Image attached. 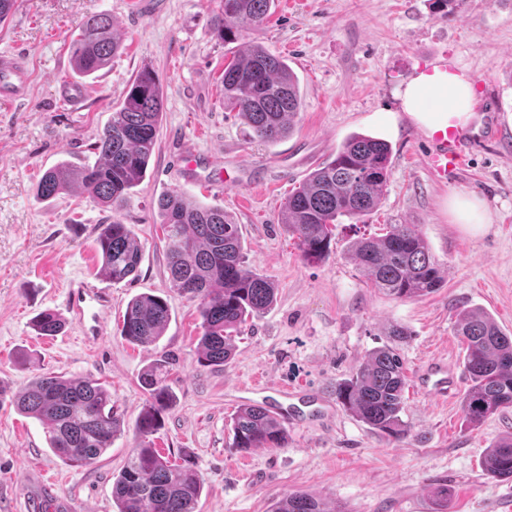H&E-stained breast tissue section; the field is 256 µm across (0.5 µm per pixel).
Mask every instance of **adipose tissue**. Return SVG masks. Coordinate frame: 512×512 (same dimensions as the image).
<instances>
[{"label": "adipose tissue", "instance_id": "obj_1", "mask_svg": "<svg viewBox=\"0 0 512 512\" xmlns=\"http://www.w3.org/2000/svg\"><path fill=\"white\" fill-rule=\"evenodd\" d=\"M400 112L384 111L381 122L387 130L397 127L399 114H406L423 129L447 126L449 119L467 123L473 112L476 89L464 74L450 70H423L399 90Z\"/></svg>", "mask_w": 512, "mask_h": 512}]
</instances>
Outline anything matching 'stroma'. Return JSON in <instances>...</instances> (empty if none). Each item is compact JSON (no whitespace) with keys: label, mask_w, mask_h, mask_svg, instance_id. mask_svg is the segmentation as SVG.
I'll list each match as a JSON object with an SVG mask.
<instances>
[{"label":"stroma","mask_w":512,"mask_h":512,"mask_svg":"<svg viewBox=\"0 0 512 512\" xmlns=\"http://www.w3.org/2000/svg\"><path fill=\"white\" fill-rule=\"evenodd\" d=\"M219 0H19L0 26V53L20 54L31 83L20 104L0 102V385L9 396L34 377H89L112 393L120 435L93 464L72 467L48 447L45 429L0 400V512H25L51 501L53 512H117L112 481L136 440L145 404L144 368L162 358L174 394L150 441L173 464L201 477L198 512H271L290 492H305L338 512H512V480L485 475L482 459L512 434V407L470 427L463 390L448 398L423 391L421 368L433 359L466 380L464 349L454 330L458 312L480 308L512 334V0H464L447 17L429 0H277L260 30L240 40L287 59L299 78L302 107L289 136L254 140L237 112L224 106L221 82L230 50L209 28ZM109 13L122 46L107 67L79 78L68 45L86 18ZM447 56L477 94L494 92L504 127L501 142L482 148L447 182L423 164L421 129L403 120L398 134L378 121L398 107L397 92L420 68ZM151 68L163 91L158 143L142 182L114 212L80 192L39 198L35 184L63 162L94 163V145L128 86ZM86 91L71 103L65 86ZM392 147L380 205L342 219L329 259L302 260L281 223L289 193L351 135ZM195 147L199 163L179 168ZM224 209L242 227L249 269L277 287L276 301L235 339L221 367L197 362L200 317L195 300L170 287L158 199L173 191ZM474 194L491 223H455L448 199ZM129 224L141 250L134 279L120 284L100 272V225ZM387 224H413L440 263L442 283L426 297L394 299L372 288L348 247ZM86 280L110 305L76 319L66 310ZM150 293L167 298L172 319L158 346H135L120 334L127 302ZM62 315L60 335L32 328L44 310ZM408 331L399 351L407 386L399 442L356 419L336 399V386L374 348L389 343L391 324ZM303 384L324 399L287 425L285 447L232 446L230 418L246 404L275 402L279 384ZM447 484L448 506L436 489Z\"/></svg>","instance_id":"1"}]
</instances>
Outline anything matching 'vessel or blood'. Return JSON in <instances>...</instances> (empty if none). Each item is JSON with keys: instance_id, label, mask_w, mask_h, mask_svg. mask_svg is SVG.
I'll return each mask as SVG.
<instances>
[{"instance_id": "vessel-or-blood-1", "label": "vessel or blood", "mask_w": 512, "mask_h": 512, "mask_svg": "<svg viewBox=\"0 0 512 512\" xmlns=\"http://www.w3.org/2000/svg\"><path fill=\"white\" fill-rule=\"evenodd\" d=\"M30 77L14 54L0 55V100L13 102L27 96ZM485 120L481 129L461 126L449 121L447 127L435 130L428 136L425 153V167L432 178L439 182L447 181L449 174L461 170L470 161L473 149L482 143L498 141L502 135V124L497 112L494 97H486L478 106ZM105 302V294L88 283L70 297L69 312L83 314L86 301ZM423 388L432 393L447 396L453 393L458 378L447 363L434 360L427 364L421 375Z\"/></svg>"}]
</instances>
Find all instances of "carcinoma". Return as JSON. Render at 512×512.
Masks as SVG:
<instances>
[{
    "label": "carcinoma",
    "mask_w": 512,
    "mask_h": 512,
    "mask_svg": "<svg viewBox=\"0 0 512 512\" xmlns=\"http://www.w3.org/2000/svg\"><path fill=\"white\" fill-rule=\"evenodd\" d=\"M274 0H222L211 36L231 44L258 30ZM119 37L107 13L81 22L70 45L73 70L91 76L116 55ZM224 104L238 112L254 138L276 143L290 131L300 112L299 82L288 64L253 43L224 64ZM162 108L156 76L143 71L125 93L121 106L99 135V161L81 166L64 162L45 171L36 185L40 198L72 188L102 206L118 211L143 179L155 152ZM389 143L353 135L299 185L281 214L284 230L297 240L307 262L326 260L341 217L358 219L381 203L389 177ZM171 288L198 301L201 333L200 365L222 366L236 353L232 333L272 305L275 284L245 265L241 225L231 223L224 209L204 204L179 191L159 199ZM102 275L119 284L133 275L141 260L130 227L119 219L100 225L96 239ZM353 259L380 292L395 299L421 298L440 286L439 265L413 224H388L379 236L361 237L350 246ZM171 320L168 299L144 293L133 298L123 315L121 336L138 346H155ZM40 336H56L65 321L54 311L39 313L32 323ZM456 332L464 344L469 380L464 415L473 426L512 406V336L486 314L463 310ZM146 407L136 422L138 442L114 477L112 498L118 512H196L203 483L196 472L178 468L148 442L161 425L162 412L173 405L159 360L141 375ZM404 363L394 345L371 351L349 378L336 385V398L357 419L399 441L408 428L404 410ZM17 411L46 428L49 448L70 466L94 463L112 447L120 420L112 393L91 378L35 377L12 399ZM232 447L282 448L286 429L267 408L247 405L231 419ZM485 474L512 479V436L492 444L482 461ZM272 512H336L305 492H292Z\"/></svg>",
    "instance_id": "1"
}]
</instances>
